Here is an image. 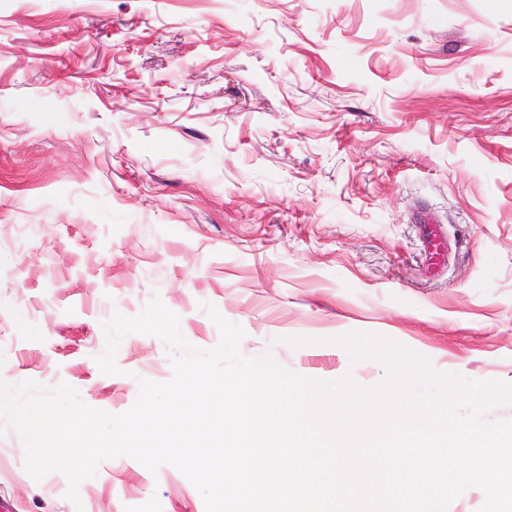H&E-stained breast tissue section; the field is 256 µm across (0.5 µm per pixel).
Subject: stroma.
I'll return each instance as SVG.
<instances>
[{
    "mask_svg": "<svg viewBox=\"0 0 512 512\" xmlns=\"http://www.w3.org/2000/svg\"><path fill=\"white\" fill-rule=\"evenodd\" d=\"M442 226L433 264L418 219ZM194 348L373 388L363 332L512 385V0H0V376L121 414ZM0 418L10 512H206L172 465L66 498Z\"/></svg>",
    "mask_w": 512,
    "mask_h": 512,
    "instance_id": "stroma-1",
    "label": "stroma"
}]
</instances>
